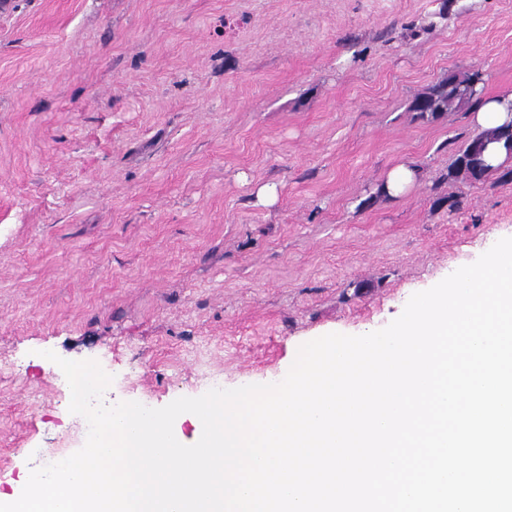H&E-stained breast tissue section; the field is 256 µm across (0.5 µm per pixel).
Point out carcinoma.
<instances>
[{
	"label": "carcinoma",
	"mask_w": 512,
	"mask_h": 512,
	"mask_svg": "<svg viewBox=\"0 0 512 512\" xmlns=\"http://www.w3.org/2000/svg\"><path fill=\"white\" fill-rule=\"evenodd\" d=\"M483 91L484 80L481 72L451 73L416 97L410 111L416 113L419 119L434 120L481 101ZM474 142H480L487 148L479 158L470 152L471 144ZM495 149H502L507 157H512V124L485 129L472 138L471 143L459 151L454 162L448 167L447 178L466 185L486 182L491 174L488 157Z\"/></svg>",
	"instance_id": "1"
}]
</instances>
